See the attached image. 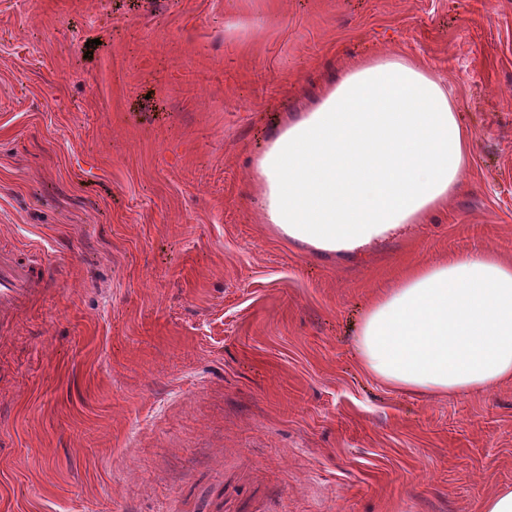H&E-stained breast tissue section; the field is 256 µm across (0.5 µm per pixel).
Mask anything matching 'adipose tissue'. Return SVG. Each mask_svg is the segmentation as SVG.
Instances as JSON below:
<instances>
[{
	"instance_id": "1",
	"label": "adipose tissue",
	"mask_w": 512,
	"mask_h": 512,
	"mask_svg": "<svg viewBox=\"0 0 512 512\" xmlns=\"http://www.w3.org/2000/svg\"><path fill=\"white\" fill-rule=\"evenodd\" d=\"M470 138L418 63L355 62L261 160L263 219L325 250L424 223L459 187ZM356 350L375 379L420 396L512 381V263L478 252L415 269L366 311Z\"/></svg>"
}]
</instances>
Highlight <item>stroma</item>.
Segmentation results:
<instances>
[{
    "label": "stroma",
    "instance_id": "1",
    "mask_svg": "<svg viewBox=\"0 0 512 512\" xmlns=\"http://www.w3.org/2000/svg\"><path fill=\"white\" fill-rule=\"evenodd\" d=\"M421 61L471 131L426 223L348 253L265 223L257 157L356 59ZM58 292L0 331V512H478L512 382L360 364L413 264L512 262V0H0V245Z\"/></svg>",
    "mask_w": 512,
    "mask_h": 512
}]
</instances>
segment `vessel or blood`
Wrapping results in <instances>:
<instances>
[{
	"instance_id": "obj_1",
	"label": "vessel or blood",
	"mask_w": 512,
	"mask_h": 512,
	"mask_svg": "<svg viewBox=\"0 0 512 512\" xmlns=\"http://www.w3.org/2000/svg\"><path fill=\"white\" fill-rule=\"evenodd\" d=\"M60 270L35 249L0 247V330L58 290Z\"/></svg>"
}]
</instances>
